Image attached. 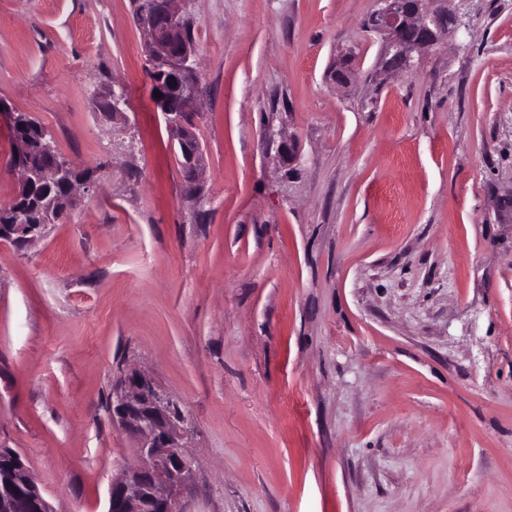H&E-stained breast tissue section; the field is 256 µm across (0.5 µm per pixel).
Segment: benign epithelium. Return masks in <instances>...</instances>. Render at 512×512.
Wrapping results in <instances>:
<instances>
[{"mask_svg": "<svg viewBox=\"0 0 512 512\" xmlns=\"http://www.w3.org/2000/svg\"><path fill=\"white\" fill-rule=\"evenodd\" d=\"M158 13H141L135 24L145 34L144 54L155 65L165 68L167 82L150 80V87L161 97L153 99L171 133L178 142L191 137V128L201 109V91L194 58L196 50L185 34V9L188 0H157ZM466 0H376L365 26L381 40L377 76L410 75L420 57L448 41L444 20L451 17L463 26L460 8ZM167 18L160 24L157 14ZM338 90L348 88L356 79L349 54L336 59L330 71ZM51 162L32 170L13 160L20 184L51 183L69 180L67 204L52 209L46 223L63 221L80 202L79 184L69 179L72 164L61 158L54 147L48 148ZM190 171L188 194L197 196L203 173V149L196 144L187 156ZM0 235L16 244L33 238L23 234L18 224H1ZM177 400L163 390L146 371L123 370L112 387V423L135 440L139 463L112 479L107 512H186L183 490L193 472V461L186 452L187 436L194 422L185 411L173 409ZM0 512H53L48 500L35 486L26 466L19 460L9 465V476L0 480Z\"/></svg>", "mask_w": 512, "mask_h": 512, "instance_id": "7a95c632", "label": "benign epithelium"}]
</instances>
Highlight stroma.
Returning a JSON list of instances; mask_svg holds the SVG:
<instances>
[{
	"mask_svg": "<svg viewBox=\"0 0 512 512\" xmlns=\"http://www.w3.org/2000/svg\"><path fill=\"white\" fill-rule=\"evenodd\" d=\"M374 7L189 0L199 208L131 0H0V205L11 113L90 183L66 223L0 240V448L53 512H106L134 464L126 367L195 422L187 512H512V0H467L377 82ZM115 86L125 125L98 109ZM349 55L350 53H344L338 56L336 63L330 71L331 82L337 90L348 88L356 79V72L352 66V61ZM338 71H342L344 76L338 78Z\"/></svg>",
	"mask_w": 512,
	"mask_h": 512,
	"instance_id": "1",
	"label": "stroma"
}]
</instances>
